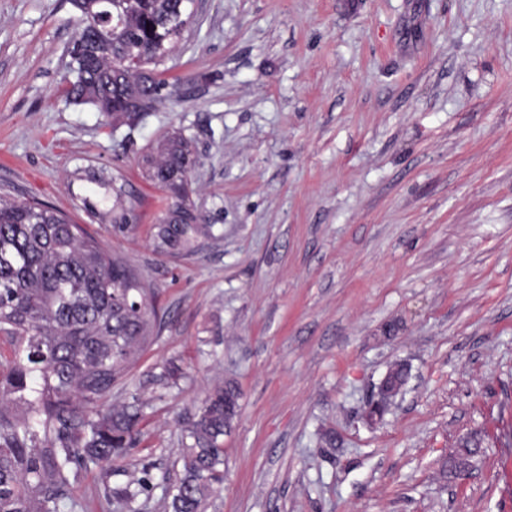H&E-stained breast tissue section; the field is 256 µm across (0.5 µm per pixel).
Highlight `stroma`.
Wrapping results in <instances>:
<instances>
[{
    "label": "stroma",
    "mask_w": 512,
    "mask_h": 512,
    "mask_svg": "<svg viewBox=\"0 0 512 512\" xmlns=\"http://www.w3.org/2000/svg\"><path fill=\"white\" fill-rule=\"evenodd\" d=\"M169 98L112 128L65 96L69 0H0V194L65 213L157 289L109 404L148 406L129 457L164 512L185 419L231 381L241 414L206 512H512V0H195ZM200 157L215 239L177 259L138 161ZM97 172L105 183L89 181ZM134 198L138 229L89 222ZM179 385L151 384L168 359ZM408 378L382 420L387 370ZM470 432L476 471L442 478ZM125 190L122 185L112 186V208L108 210H99L90 205L86 198L80 199L81 205L92 223L110 224L113 231L121 234L135 232L137 224H132L134 216L131 207H127L125 200ZM396 370L401 371L396 373L395 378L397 381L400 383V385L405 383V376L402 374V372H407L406 368H404L403 365L390 367L381 386L378 389L377 398L370 399L371 401L366 407V413L370 419L382 416L385 410L389 409L391 406V403L395 399L396 394L401 390L402 386H398L392 382L391 375H393Z\"/></svg>",
    "instance_id": "1"
}]
</instances>
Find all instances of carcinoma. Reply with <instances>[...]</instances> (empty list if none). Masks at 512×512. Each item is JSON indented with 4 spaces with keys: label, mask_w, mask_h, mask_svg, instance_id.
Returning <instances> with one entry per match:
<instances>
[{
    "label": "carcinoma",
    "mask_w": 512,
    "mask_h": 512,
    "mask_svg": "<svg viewBox=\"0 0 512 512\" xmlns=\"http://www.w3.org/2000/svg\"><path fill=\"white\" fill-rule=\"evenodd\" d=\"M191 0H70L79 21L66 64V96L91 106L112 128L135 126L167 98L158 66L173 51L193 13ZM199 164L180 133L162 138L140 162L168 206L152 244L178 258L215 237L193 201L189 175ZM93 223L135 232L123 186L112 208L81 199ZM156 292L121 257L80 224L45 203L0 196V332L15 343L0 362V512H60L81 473L100 471L99 490L112 512H135L154 488L149 471L130 470L147 402L103 407L127 376L135 353L157 324ZM183 371L166 361L151 381L175 386ZM231 382L215 386L187 422L182 467L163 491L165 512H205L224 480V435L239 412ZM123 476L122 482L112 477Z\"/></svg>",
    "instance_id": "obj_1"
}]
</instances>
